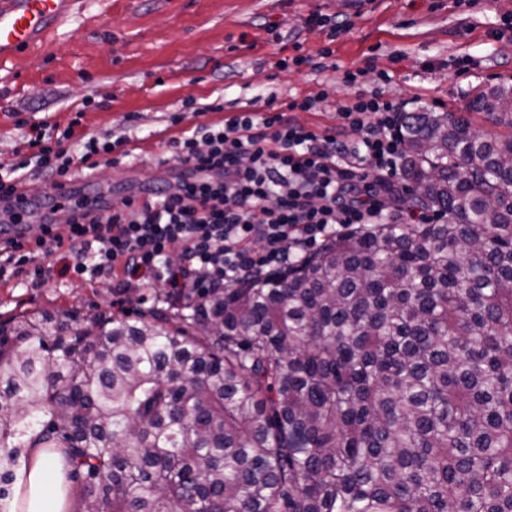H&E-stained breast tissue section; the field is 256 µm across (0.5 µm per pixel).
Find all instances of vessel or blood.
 <instances>
[{
    "instance_id": "b4317fda",
    "label": "vessel or blood",
    "mask_w": 512,
    "mask_h": 512,
    "mask_svg": "<svg viewBox=\"0 0 512 512\" xmlns=\"http://www.w3.org/2000/svg\"><path fill=\"white\" fill-rule=\"evenodd\" d=\"M75 4L76 0H0V61L42 40Z\"/></svg>"
}]
</instances>
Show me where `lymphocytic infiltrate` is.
I'll return each instance as SVG.
<instances>
[{
    "instance_id": "1",
    "label": "lymphocytic infiltrate",
    "mask_w": 512,
    "mask_h": 512,
    "mask_svg": "<svg viewBox=\"0 0 512 512\" xmlns=\"http://www.w3.org/2000/svg\"><path fill=\"white\" fill-rule=\"evenodd\" d=\"M318 101L307 95L281 109L269 99L223 123L195 126L172 139L170 157L160 160L178 168L173 186L96 214L70 201L65 230L45 224L38 235L8 239L0 251L7 263L32 266L33 277L43 280L52 271L51 245L66 250L73 275L107 279L118 295L131 296L149 283L185 300L287 270L335 237L340 224L440 223L436 213L401 205L399 111L383 91L342 106L331 130L292 119V112L311 111ZM83 116L79 110L67 125L32 127V154L0 173V222L26 221L25 211L5 205L25 185V169L58 186L76 168L111 161L118 143L108 134L90 136L81 153L65 149Z\"/></svg>"
}]
</instances>
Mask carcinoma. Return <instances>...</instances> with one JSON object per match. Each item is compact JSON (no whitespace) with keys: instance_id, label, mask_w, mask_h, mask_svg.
Listing matches in <instances>:
<instances>
[{"instance_id":"cac0c4a2","label":"carcinoma","mask_w":512,"mask_h":512,"mask_svg":"<svg viewBox=\"0 0 512 512\" xmlns=\"http://www.w3.org/2000/svg\"><path fill=\"white\" fill-rule=\"evenodd\" d=\"M512 127V85L469 103ZM407 208L132 318L0 320V461L70 512H512V134L403 112ZM32 459L27 473L26 506L22 512H63L65 498L58 486L52 484V473L58 464L44 448H27Z\"/></svg>"}]
</instances>
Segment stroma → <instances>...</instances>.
I'll use <instances>...</instances> for the list:
<instances>
[{"mask_svg":"<svg viewBox=\"0 0 512 512\" xmlns=\"http://www.w3.org/2000/svg\"><path fill=\"white\" fill-rule=\"evenodd\" d=\"M347 19L328 41L322 28H305L310 13ZM512 0H78L73 16L46 40L0 63V164L26 152L31 125H67L77 108L79 133L126 137L127 157L84 171L90 191H109L122 207L145 191L174 182L176 169L158 160L171 138L223 112H195L189 103L223 99L225 109L275 99L285 103L327 91L301 124L336 125L342 105L372 90V81L346 84V72H389L385 96L409 111L461 112L477 88L512 84V34L501 33ZM331 47L335 67L279 68L295 54L314 57ZM86 97L104 108L83 107ZM181 114L178 125L170 118ZM48 279L28 271L0 278V319L22 312L79 315L134 313L153 306L142 289L114 303L110 281L74 277L67 258L50 257Z\"/></svg>","mask_w":512,"mask_h":512,"instance_id":"1","label":"stroma"}]
</instances>
